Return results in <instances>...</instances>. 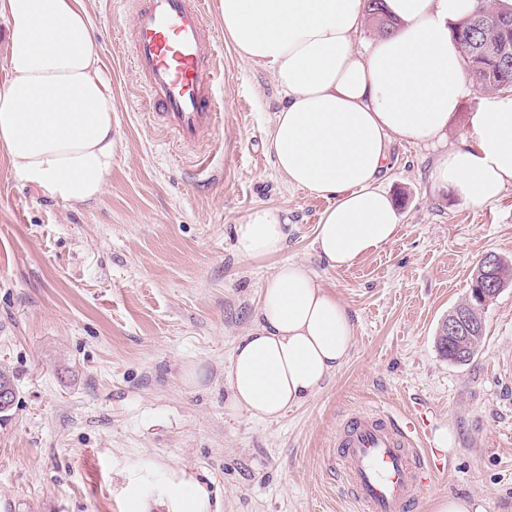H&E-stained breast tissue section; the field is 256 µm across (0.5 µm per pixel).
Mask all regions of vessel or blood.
<instances>
[{
    "mask_svg": "<svg viewBox=\"0 0 512 512\" xmlns=\"http://www.w3.org/2000/svg\"><path fill=\"white\" fill-rule=\"evenodd\" d=\"M133 67L160 125L185 144L209 137L219 116L223 59L207 22V0H127ZM430 411L348 414L331 464L362 512H415L438 454L422 448Z\"/></svg>",
    "mask_w": 512,
    "mask_h": 512,
    "instance_id": "1",
    "label": "vessel or blood"
}]
</instances>
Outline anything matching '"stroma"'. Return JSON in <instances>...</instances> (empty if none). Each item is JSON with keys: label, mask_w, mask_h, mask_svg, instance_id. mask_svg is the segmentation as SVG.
Here are the masks:
<instances>
[{"label": "stroma", "mask_w": 512, "mask_h": 512, "mask_svg": "<svg viewBox=\"0 0 512 512\" xmlns=\"http://www.w3.org/2000/svg\"><path fill=\"white\" fill-rule=\"evenodd\" d=\"M112 88L118 140L97 199L44 197L0 153V368L17 400L0 419V512H359L329 470L342 415L430 408L455 444L418 512L455 494L512 512V284L487 306L465 364L436 347L440 321L483 255L512 263V186L473 206L433 185L436 148L393 138L383 186L396 239L329 269L314 238L328 200L291 187L267 148L279 90L209 21L224 58L221 118L202 149L154 120L131 68L126 5L83 0ZM292 226L281 257L242 259L254 207ZM304 264L354 324L347 362L280 419L228 409L224 368L280 261Z\"/></svg>", "instance_id": "stroma-1"}]
</instances>
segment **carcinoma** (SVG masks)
I'll return each instance as SVG.
<instances>
[{"mask_svg": "<svg viewBox=\"0 0 512 512\" xmlns=\"http://www.w3.org/2000/svg\"><path fill=\"white\" fill-rule=\"evenodd\" d=\"M383 0H365L371 20L384 32L390 24ZM459 51L477 84L493 90H512V12L495 7L494 0H479L475 13L457 26Z\"/></svg>", "mask_w": 512, "mask_h": 512, "instance_id": "obj_1", "label": "carcinoma"}]
</instances>
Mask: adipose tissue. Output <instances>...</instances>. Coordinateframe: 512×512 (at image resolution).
Instances as JSON below:
<instances>
[{
	"instance_id": "1",
	"label": "adipose tissue",
	"mask_w": 512,
	"mask_h": 512,
	"mask_svg": "<svg viewBox=\"0 0 512 512\" xmlns=\"http://www.w3.org/2000/svg\"><path fill=\"white\" fill-rule=\"evenodd\" d=\"M224 36L244 62L268 69L282 96L267 147L289 185L328 199L315 244L328 268L352 266L394 241L400 217L382 186L393 138L438 147L434 183L474 205L512 186V96L488 97L463 146L448 123L469 88L452 38L476 0H384L390 34L354 37L364 0H220ZM8 78L0 82V152L43 196L99 197L112 173L118 126L82 0H0ZM279 209L253 208L234 227L246 260L281 254ZM343 303L303 264L269 276L252 329L225 368L227 405L260 420L311 397L348 358Z\"/></svg>"
}]
</instances>
